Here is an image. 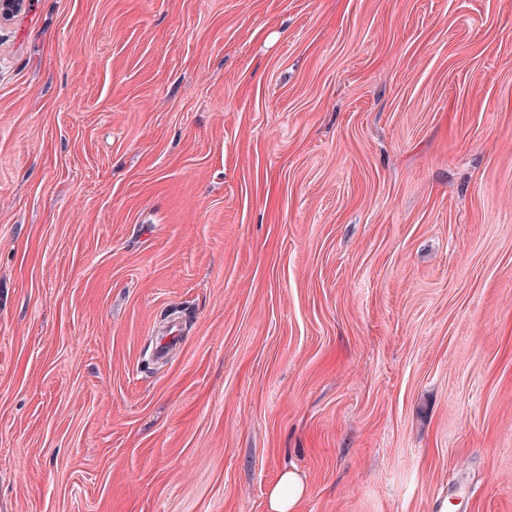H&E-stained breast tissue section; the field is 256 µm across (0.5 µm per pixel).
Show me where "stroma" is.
<instances>
[{"label": "stroma", "mask_w": 512, "mask_h": 512, "mask_svg": "<svg viewBox=\"0 0 512 512\" xmlns=\"http://www.w3.org/2000/svg\"><path fill=\"white\" fill-rule=\"evenodd\" d=\"M285 469L298 512H512V0H24L0 512H267ZM181 323L176 319L169 321L164 327L162 336H159L154 346L155 354L163 358L168 351L176 346L181 338Z\"/></svg>", "instance_id": "obj_1"}]
</instances>
